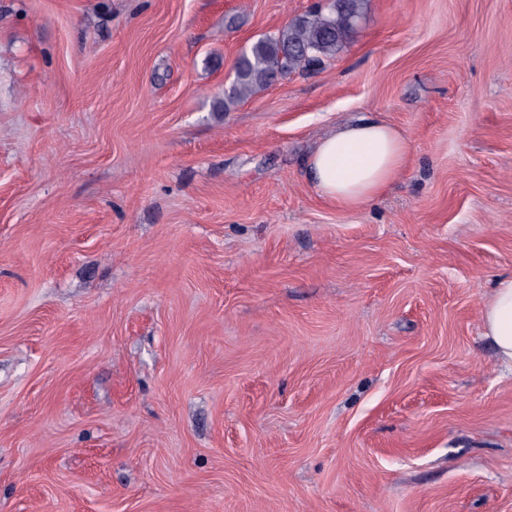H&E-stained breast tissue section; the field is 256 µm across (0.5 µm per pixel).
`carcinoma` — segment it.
<instances>
[{
	"mask_svg": "<svg viewBox=\"0 0 512 512\" xmlns=\"http://www.w3.org/2000/svg\"><path fill=\"white\" fill-rule=\"evenodd\" d=\"M368 0H335L324 8L315 4L275 33L265 35L243 54L234 78L218 102L222 112L297 71L333 59L356 30Z\"/></svg>",
	"mask_w": 512,
	"mask_h": 512,
	"instance_id": "obj_1",
	"label": "carcinoma"
}]
</instances>
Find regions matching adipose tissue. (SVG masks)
Segmentation results:
<instances>
[{"label": "adipose tissue", "mask_w": 512, "mask_h": 512, "mask_svg": "<svg viewBox=\"0 0 512 512\" xmlns=\"http://www.w3.org/2000/svg\"><path fill=\"white\" fill-rule=\"evenodd\" d=\"M410 151L402 131L378 119H363L318 143L306 164L307 178L324 199L356 208L386 192L404 170ZM480 321L499 366L512 373V273L495 279Z\"/></svg>", "instance_id": "adipose-tissue-1"}]
</instances>
